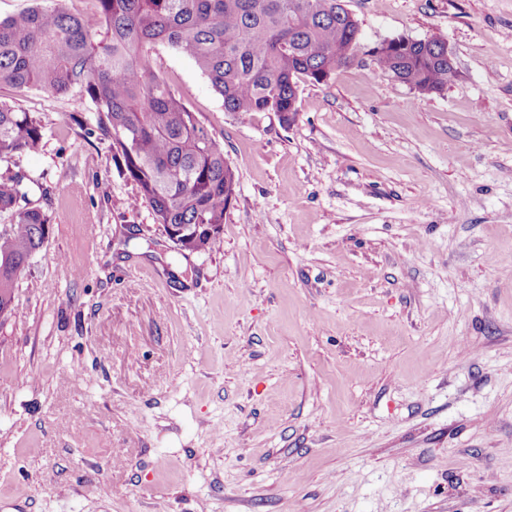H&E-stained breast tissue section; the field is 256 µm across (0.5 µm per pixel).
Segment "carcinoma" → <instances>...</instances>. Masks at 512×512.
Instances as JSON below:
<instances>
[{
  "label": "carcinoma",
  "instance_id": "cac0c4a2",
  "mask_svg": "<svg viewBox=\"0 0 512 512\" xmlns=\"http://www.w3.org/2000/svg\"><path fill=\"white\" fill-rule=\"evenodd\" d=\"M44 0L0 18V84L37 87L90 100L98 127L159 224L199 225L193 247L210 251L224 223L233 172L223 146L152 66L149 50L166 45L195 62L241 115L298 111L300 81H322L361 48L357 19L342 0H93L84 14ZM372 55L381 70L423 94L455 77L440 37L395 41ZM42 125L0 102V159L34 150ZM22 178L0 177V211L15 223L0 233V314L15 282L47 232L37 208H20Z\"/></svg>",
  "mask_w": 512,
  "mask_h": 512
}]
</instances>
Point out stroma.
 Here are the masks:
<instances>
[{"label": "stroma", "instance_id": "stroma-1", "mask_svg": "<svg viewBox=\"0 0 512 512\" xmlns=\"http://www.w3.org/2000/svg\"><path fill=\"white\" fill-rule=\"evenodd\" d=\"M344 5L362 51L288 127L153 49L236 174L206 253L92 103L0 85L43 126L0 174L50 220L0 316V512H512V0ZM400 36L456 79L378 69ZM385 40L378 44L390 46L378 54H370L376 66L381 70L390 72L394 77L414 86L411 88L420 94H432L443 91L455 77L456 71L454 57L447 41L440 37L426 39ZM447 48L445 57L444 48ZM451 67V68H448Z\"/></svg>", "mask_w": 512, "mask_h": 512}]
</instances>
